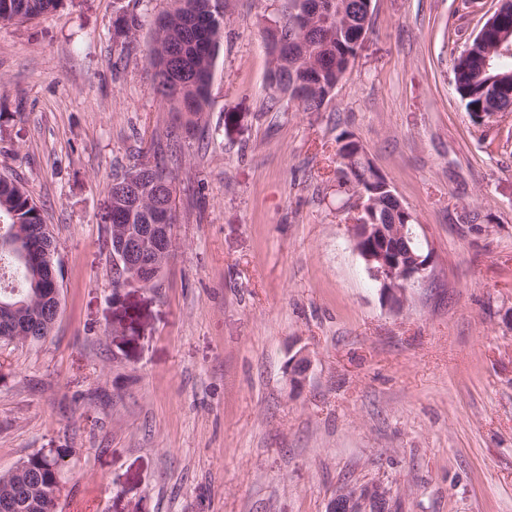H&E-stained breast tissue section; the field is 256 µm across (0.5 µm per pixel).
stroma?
Here are the masks:
<instances>
[{"label":"stroma","mask_w":512,"mask_h":512,"mask_svg":"<svg viewBox=\"0 0 512 512\" xmlns=\"http://www.w3.org/2000/svg\"><path fill=\"white\" fill-rule=\"evenodd\" d=\"M128 2L0 23V175L50 224L61 286L52 335L0 347V473L70 449L62 512H327L372 481L397 512H512V112L476 126L452 83L500 0H372L317 112L270 101L263 29L288 0H225L188 132L146 59L174 2L141 0L117 67ZM343 133L433 251L398 311L346 227ZM158 154L171 256L155 286L118 288L108 188Z\"/></svg>","instance_id":"1"}]
</instances>
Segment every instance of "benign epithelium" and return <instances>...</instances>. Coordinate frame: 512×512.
I'll list each match as a JSON object with an SVG mask.
<instances>
[{
  "mask_svg": "<svg viewBox=\"0 0 512 512\" xmlns=\"http://www.w3.org/2000/svg\"><path fill=\"white\" fill-rule=\"evenodd\" d=\"M512 55V27L500 28L493 45L486 54L480 78L487 84L496 85L506 91L512 88V75L500 73L497 60ZM365 179L369 184L383 183L395 203V212L402 217V223L380 224L377 213L380 199L372 196L365 199V193L355 196L354 216L348 228L359 255L366 262L372 277L379 283L380 296L386 305L397 308L402 305L405 285L425 280L433 266L432 254L416 255L409 244L421 242L416 232L412 213L391 191V186L370 163H365ZM172 225L143 224L139 233L131 236L122 228H115L112 235V263L122 270L116 287L137 284L151 285L150 271L164 264L172 249ZM310 361L298 354L291 362L289 372L297 385L303 383L309 371ZM391 488L382 481L364 485H346L336 490L329 512H392Z\"/></svg>",
  "mask_w": 512,
  "mask_h": 512,
  "instance_id": "obj_1",
  "label": "benign epithelium"
}]
</instances>
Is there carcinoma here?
Listing matches in <instances>:
<instances>
[{
    "label": "carcinoma",
    "instance_id": "carcinoma-1",
    "mask_svg": "<svg viewBox=\"0 0 512 512\" xmlns=\"http://www.w3.org/2000/svg\"><path fill=\"white\" fill-rule=\"evenodd\" d=\"M60 0H0V22L28 20L57 8ZM362 0H346L342 19L321 20L310 16L302 0H288V13L279 21L281 43L274 46L279 57L272 61L271 88L277 72L288 69V95L317 112L333 96L341 80V62L355 57L353 30L358 21L357 6ZM143 25V16L125 12V35L134 36ZM224 34V0H176V7L158 18L154 45L148 50L154 90L169 101L182 126L189 130L210 103V88ZM493 31L476 36L470 49L453 63L454 90L472 119L492 110H512V94L498 91L478 78L485 53L491 46ZM336 183L348 197L359 191L355 176L363 169L357 144L344 134L337 138ZM161 212L156 198L147 195L124 212L114 209L105 221L115 224H155ZM50 232L39 207L17 181L0 177V327L9 320L27 326L30 336L13 334L16 343L40 342L52 328L41 321L45 307V274L38 263L25 260L18 242ZM70 455L68 448H42L6 473H0V502L14 503L12 512H58L60 482Z\"/></svg>",
    "mask_w": 512,
    "mask_h": 512
}]
</instances>
